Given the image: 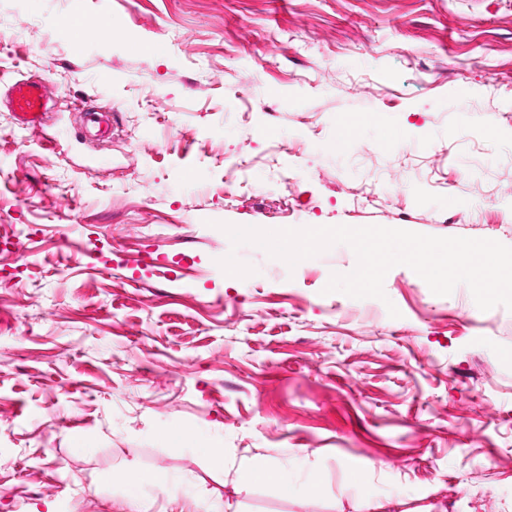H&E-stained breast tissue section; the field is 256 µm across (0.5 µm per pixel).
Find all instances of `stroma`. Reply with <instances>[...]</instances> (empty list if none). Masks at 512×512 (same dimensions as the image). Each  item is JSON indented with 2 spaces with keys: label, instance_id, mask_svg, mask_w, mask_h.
<instances>
[{
  "label": "stroma",
  "instance_id": "stroma-1",
  "mask_svg": "<svg viewBox=\"0 0 512 512\" xmlns=\"http://www.w3.org/2000/svg\"><path fill=\"white\" fill-rule=\"evenodd\" d=\"M24 78L55 105L0 101V231L37 230L0 249V512H130L132 470L139 512H512V310L403 265L328 294L349 246L291 269L219 228L512 247V0H0V98ZM51 102L48 89L40 81H18L5 95V105L23 126L40 125ZM250 471L258 481L278 486L288 492L289 484L286 474L281 469L272 466L264 457H254Z\"/></svg>",
  "mask_w": 512,
  "mask_h": 512
}]
</instances>
